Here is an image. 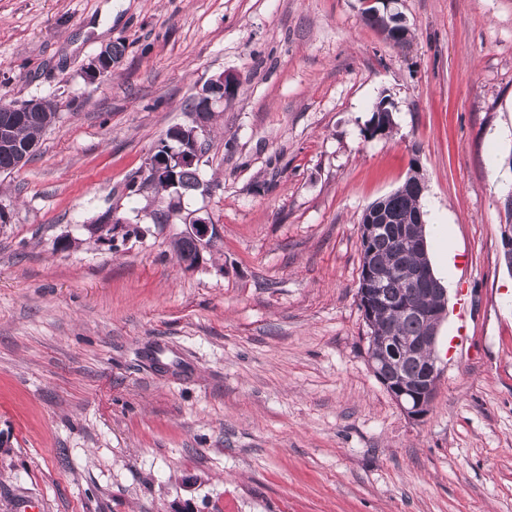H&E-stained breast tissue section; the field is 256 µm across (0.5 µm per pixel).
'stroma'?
I'll use <instances>...</instances> for the list:
<instances>
[{
    "label": "stroma",
    "mask_w": 512,
    "mask_h": 512,
    "mask_svg": "<svg viewBox=\"0 0 512 512\" xmlns=\"http://www.w3.org/2000/svg\"><path fill=\"white\" fill-rule=\"evenodd\" d=\"M400 10L406 50L360 0H0V96L58 112L0 173V512H512V0ZM223 74L211 191L184 199L219 235L190 265L129 185ZM414 160L448 230L420 421L369 370L358 297L361 215ZM109 212L130 236L99 241ZM106 50L111 56L113 55L117 58L122 56L123 50L118 46L110 45L106 47ZM106 50L104 48L100 50V52L85 66L84 76L89 84L98 83L112 74V70L117 63V60L114 58L111 59L106 54Z\"/></svg>",
    "instance_id": "obj_1"
}]
</instances>
